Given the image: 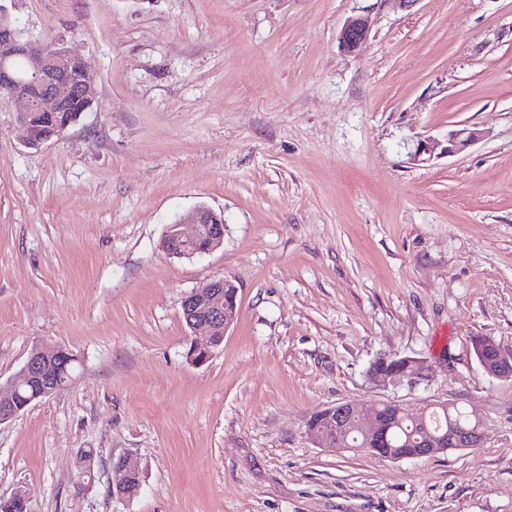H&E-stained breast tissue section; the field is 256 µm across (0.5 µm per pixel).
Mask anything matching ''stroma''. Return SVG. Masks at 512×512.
I'll list each match as a JSON object with an SVG mask.
<instances>
[{
	"mask_svg": "<svg viewBox=\"0 0 512 512\" xmlns=\"http://www.w3.org/2000/svg\"><path fill=\"white\" fill-rule=\"evenodd\" d=\"M25 38L91 60L90 112L37 148L0 98V385L44 343L61 392L0 424L27 512H512V0H7ZM371 19L363 52L338 35ZM483 130L414 163L417 140ZM205 206L224 242L177 258ZM228 277L239 315L188 363L182 301ZM424 361L386 384L379 357ZM449 402L470 448L331 452L310 415ZM93 449V474L77 465ZM122 457L143 471L110 490ZM479 363L490 376L512 378V351L506 352L490 339L480 338L476 343ZM142 470L133 464L127 457L112 464V494L133 497L135 491L142 486ZM132 484H136L135 490H129Z\"/></svg>",
	"mask_w": 512,
	"mask_h": 512,
	"instance_id": "1",
	"label": "stroma"
}]
</instances>
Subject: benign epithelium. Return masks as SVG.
<instances>
[{
    "label": "benign epithelium",
    "mask_w": 512,
    "mask_h": 512,
    "mask_svg": "<svg viewBox=\"0 0 512 512\" xmlns=\"http://www.w3.org/2000/svg\"><path fill=\"white\" fill-rule=\"evenodd\" d=\"M370 24L364 16L349 18L339 34V44L349 53H358L366 45ZM95 77L89 71V62L73 55L63 44L51 41L30 40L11 19L7 9L0 4V94L16 104L18 123L23 131V141L38 147L59 136L71 120L55 126L50 131L41 130L34 119L37 112H58L67 98H78L85 108L92 107L95 99ZM482 137L477 129L465 128L448 134L447 143L435 138L417 143L413 161L427 163L442 155H450L470 146ZM193 230L186 233L181 223L168 227L163 246L176 257H193L206 254L223 243L224 219L209 208H197L191 217ZM238 290L227 279L211 281L191 291L182 302V315L191 331L205 330L204 339L193 338L187 356L195 365L205 364L224 342V336L238 316ZM479 363L483 370L494 377L512 378V351H505L490 339L480 338L476 343ZM61 353L58 346L36 347L24 363L22 380L13 384L8 395H0V423L17 418L28 404L20 402L21 391L29 389L33 398L49 397L59 388L57 375L48 367ZM425 367L412 357L383 356L374 361L369 378L377 383L420 376ZM425 407L407 408L392 402L376 406L349 402L322 410L327 421L326 429H318L315 417L306 422V436L323 448L335 449L336 437L347 432L350 426L365 438V449L383 457L396 459V449L386 447L387 433L393 420L401 415L418 419ZM482 438L481 422L474 420L468 429L448 428L446 434H427L422 439L417 456L425 457L451 448H469ZM142 486V470L128 458L112 464V494L133 497L131 485ZM29 492L18 489L8 499H0V512H15L26 508Z\"/></svg>",
    "instance_id": "7a95c632"
}]
</instances>
